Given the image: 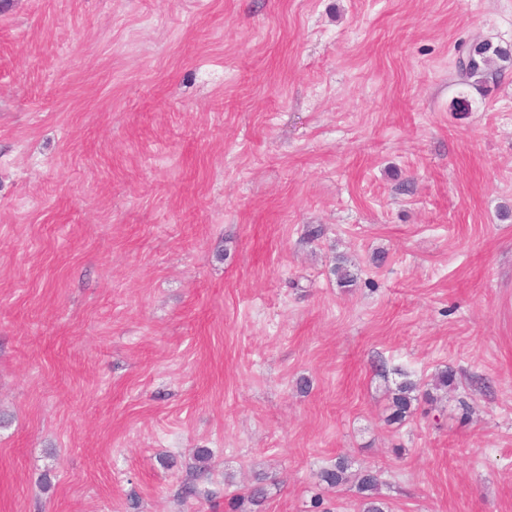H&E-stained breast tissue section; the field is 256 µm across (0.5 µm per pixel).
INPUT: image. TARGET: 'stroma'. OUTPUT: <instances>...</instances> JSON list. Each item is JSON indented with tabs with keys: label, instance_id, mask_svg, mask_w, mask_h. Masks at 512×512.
Segmentation results:
<instances>
[{
	"label": "stroma",
	"instance_id": "stroma-1",
	"mask_svg": "<svg viewBox=\"0 0 512 512\" xmlns=\"http://www.w3.org/2000/svg\"><path fill=\"white\" fill-rule=\"evenodd\" d=\"M481 41L512 0L0 9V512H224L259 474L263 512H360L341 456L391 512H512V65L459 84ZM447 366L386 423L398 371ZM198 448L212 501L179 497ZM349 469L347 461L340 459L333 467L322 471L321 481L328 488H338L349 482H356L357 491L361 495L363 512H388L389 506L379 492L380 480L377 472L364 469L358 473H352Z\"/></svg>",
	"mask_w": 512,
	"mask_h": 512
}]
</instances>
